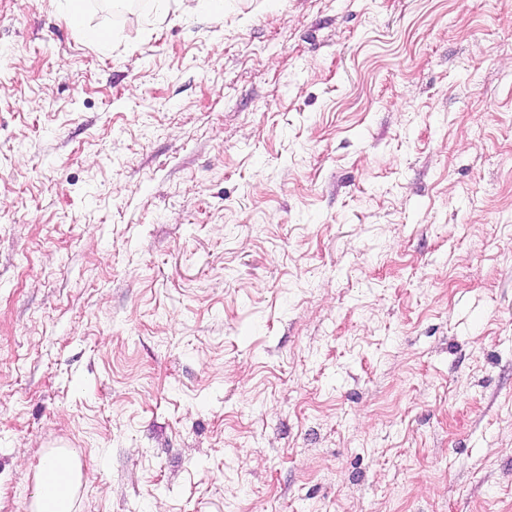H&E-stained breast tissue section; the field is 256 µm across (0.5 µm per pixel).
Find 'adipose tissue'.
<instances>
[{
	"mask_svg": "<svg viewBox=\"0 0 512 512\" xmlns=\"http://www.w3.org/2000/svg\"><path fill=\"white\" fill-rule=\"evenodd\" d=\"M81 479V470L67 458L42 460L32 493L35 512H74L75 490Z\"/></svg>",
	"mask_w": 512,
	"mask_h": 512,
	"instance_id": "1",
	"label": "adipose tissue"
}]
</instances>
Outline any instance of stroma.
I'll return each mask as SVG.
<instances>
[{"instance_id":"35a3bbf8","label":"stroma","mask_w":512,"mask_h":512,"mask_svg":"<svg viewBox=\"0 0 512 512\" xmlns=\"http://www.w3.org/2000/svg\"><path fill=\"white\" fill-rule=\"evenodd\" d=\"M135 4L0 0V512H512V0ZM82 479L80 468L69 459L49 456L36 472L32 499L36 512H73L76 486Z\"/></svg>"}]
</instances>
